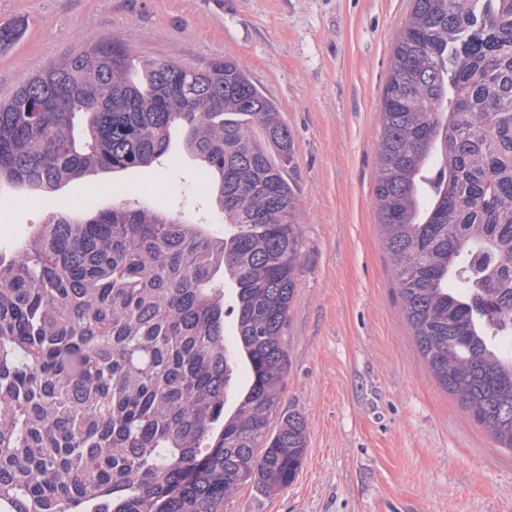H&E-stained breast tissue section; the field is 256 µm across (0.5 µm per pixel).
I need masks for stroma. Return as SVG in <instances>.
Instances as JSON below:
<instances>
[{
	"mask_svg": "<svg viewBox=\"0 0 512 512\" xmlns=\"http://www.w3.org/2000/svg\"><path fill=\"white\" fill-rule=\"evenodd\" d=\"M414 0H0V98L81 47L120 37L141 59L239 61L294 138L302 239L284 344L281 409L308 449L275 496L241 485L224 512H512V452L429 372L402 312L375 205L381 105L394 41ZM177 164L101 175L63 194L98 208L140 202L216 233L210 183ZM45 198L0 189V257L42 223Z\"/></svg>",
	"mask_w": 512,
	"mask_h": 512,
	"instance_id": "1",
	"label": "stroma"
}]
</instances>
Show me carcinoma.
<instances>
[{
  "label": "carcinoma",
  "instance_id": "1",
  "mask_svg": "<svg viewBox=\"0 0 512 512\" xmlns=\"http://www.w3.org/2000/svg\"><path fill=\"white\" fill-rule=\"evenodd\" d=\"M21 36L0 27V50ZM390 69L375 196L402 310L512 451V0H414ZM176 134L224 234L127 202L58 209L0 260V512H224L301 467L302 413L272 426L301 262L293 136L238 61L138 67L115 38L44 67L0 100V186L57 198Z\"/></svg>",
  "mask_w": 512,
  "mask_h": 512
}]
</instances>
